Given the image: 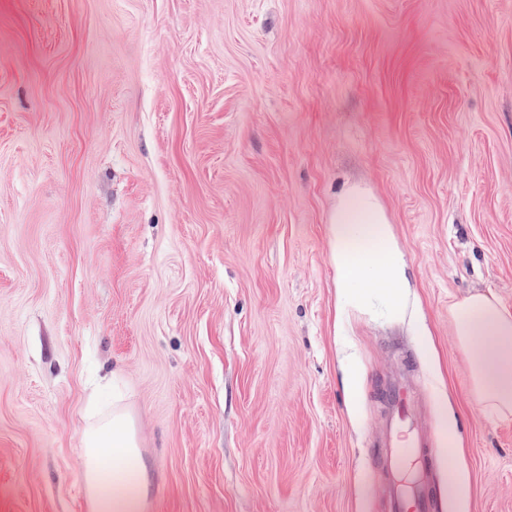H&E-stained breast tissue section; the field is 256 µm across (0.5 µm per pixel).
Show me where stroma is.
<instances>
[{"label": "stroma", "mask_w": 512, "mask_h": 512, "mask_svg": "<svg viewBox=\"0 0 512 512\" xmlns=\"http://www.w3.org/2000/svg\"><path fill=\"white\" fill-rule=\"evenodd\" d=\"M350 184L402 310L340 294ZM476 291L512 310V0H0V512H88L116 404L147 512H387L399 384L416 432L456 414L467 512H512Z\"/></svg>", "instance_id": "1"}]
</instances>
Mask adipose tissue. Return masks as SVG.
<instances>
[{
  "mask_svg": "<svg viewBox=\"0 0 512 512\" xmlns=\"http://www.w3.org/2000/svg\"><path fill=\"white\" fill-rule=\"evenodd\" d=\"M329 244L338 286L350 300L381 293L390 307L404 299L402 267L392 245L388 216L378 199L357 185L346 187L329 217ZM462 342L479 338L471 360L480 400L503 419L512 417V312L494 298L475 293L455 313ZM83 480L89 512H146L147 467L132 417L113 407L84 438Z\"/></svg>",
  "mask_w": 512,
  "mask_h": 512,
  "instance_id": "1",
  "label": "adipose tissue"
}]
</instances>
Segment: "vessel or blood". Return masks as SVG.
<instances>
[{
  "instance_id": "b4317fda",
  "label": "vessel or blood",
  "mask_w": 512,
  "mask_h": 512,
  "mask_svg": "<svg viewBox=\"0 0 512 512\" xmlns=\"http://www.w3.org/2000/svg\"><path fill=\"white\" fill-rule=\"evenodd\" d=\"M389 412L387 416L388 437L383 447L377 448V465L392 473L407 459H416L421 468L417 481L406 485L390 477L387 497L390 512H434L435 498L428 481L427 470L432 451L417 437L402 438L401 431L410 421L409 394L404 387L392 388L388 393Z\"/></svg>"
}]
</instances>
